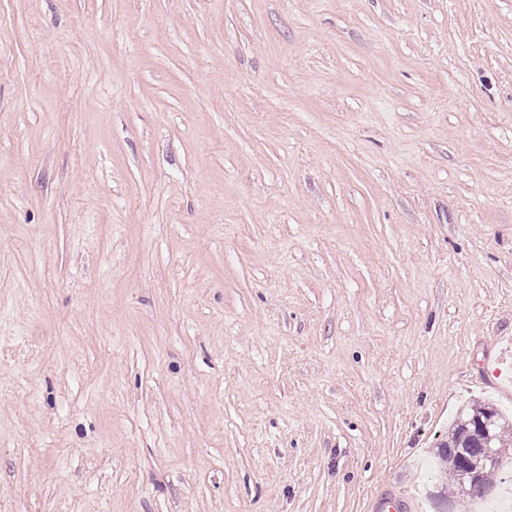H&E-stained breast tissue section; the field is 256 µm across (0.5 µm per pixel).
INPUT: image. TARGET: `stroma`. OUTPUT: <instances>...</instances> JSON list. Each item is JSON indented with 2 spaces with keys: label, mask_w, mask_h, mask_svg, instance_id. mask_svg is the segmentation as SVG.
Here are the masks:
<instances>
[{
  "label": "stroma",
  "mask_w": 512,
  "mask_h": 512,
  "mask_svg": "<svg viewBox=\"0 0 512 512\" xmlns=\"http://www.w3.org/2000/svg\"><path fill=\"white\" fill-rule=\"evenodd\" d=\"M512 409V0H0V512H468ZM488 409L495 411L494 415L497 420L495 430L496 438L493 445L497 455V464L495 467L482 468L480 464L482 463L483 443L480 437L474 433V426L471 421L475 420L478 415H483ZM450 435L451 436H448V442L441 445L439 455L448 470L449 476L453 479V484L459 487L460 491L466 493L468 497L484 495L489 489L492 472L498 469L497 467L502 451L501 448H508L509 446L507 447V445H509V441L510 444H512V434L510 437L508 425L506 426V422L494 407L481 401H473L461 411ZM458 448H465L469 465L472 469L477 467V470H479L478 475L474 479L467 478L465 480V488H463L458 464L454 457Z\"/></svg>",
  "instance_id": "stroma-1"
}]
</instances>
